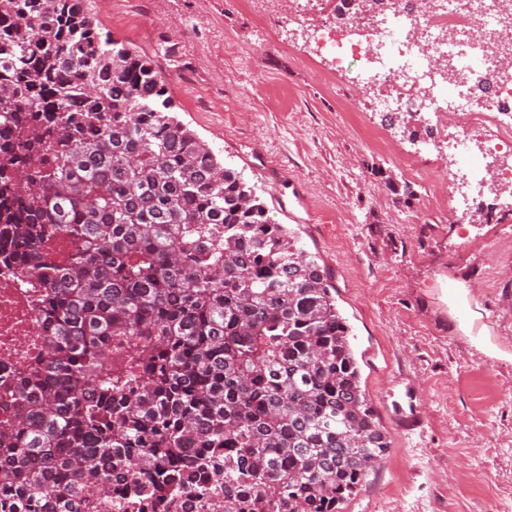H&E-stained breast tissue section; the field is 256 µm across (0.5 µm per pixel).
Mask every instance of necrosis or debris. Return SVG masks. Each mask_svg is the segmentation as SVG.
Listing matches in <instances>:
<instances>
[{
  "instance_id": "4bbe7bcc",
  "label": "necrosis or debris",
  "mask_w": 512,
  "mask_h": 512,
  "mask_svg": "<svg viewBox=\"0 0 512 512\" xmlns=\"http://www.w3.org/2000/svg\"><path fill=\"white\" fill-rule=\"evenodd\" d=\"M287 2L289 24L310 21L316 48L331 56L337 68L360 65L356 81L375 90L377 108L402 107L417 115L438 111L442 100L455 96L449 156L468 153L474 127L485 130L486 159L512 150V122L499 119L512 111V71L492 76L479 65L482 43L512 41V28H505L489 7L471 12L459 0H445L439 11L424 14L409 11L402 0H379L385 23L361 34L349 20L332 18L327 0ZM415 26L425 31L435 55L451 58L464 76L463 85L449 87L408 40L407 32ZM374 45L381 48L376 57L369 52ZM44 340L38 289L21 285L15 267L0 265V385L13 382L40 359Z\"/></svg>"
}]
</instances>
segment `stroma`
Listing matches in <instances>:
<instances>
[{"label":"stroma","mask_w":512,"mask_h":512,"mask_svg":"<svg viewBox=\"0 0 512 512\" xmlns=\"http://www.w3.org/2000/svg\"><path fill=\"white\" fill-rule=\"evenodd\" d=\"M84 2L154 57L176 118L331 274L389 442L343 512H512V197L483 193V223H454L449 113L404 133L245 0ZM412 407L410 433L397 415Z\"/></svg>","instance_id":"1"}]
</instances>
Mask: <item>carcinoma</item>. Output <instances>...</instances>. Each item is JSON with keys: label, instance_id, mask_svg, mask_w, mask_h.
<instances>
[{"label": "carcinoma", "instance_id": "carcinoma-1", "mask_svg": "<svg viewBox=\"0 0 512 512\" xmlns=\"http://www.w3.org/2000/svg\"><path fill=\"white\" fill-rule=\"evenodd\" d=\"M82 0H0V262L43 364L0 512H342L389 448L327 273Z\"/></svg>", "mask_w": 512, "mask_h": 512}]
</instances>
